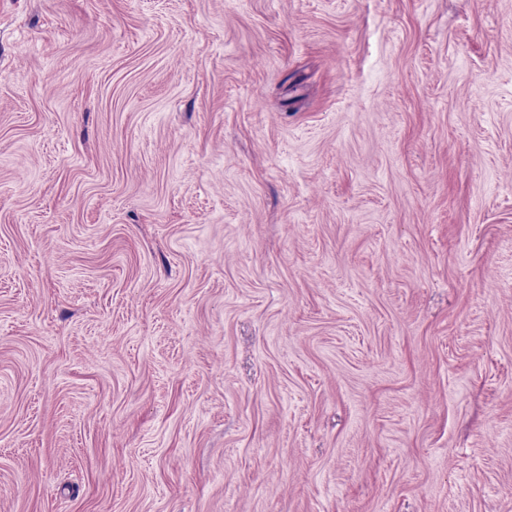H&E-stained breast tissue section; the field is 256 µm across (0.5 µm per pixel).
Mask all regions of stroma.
Listing matches in <instances>:
<instances>
[{"instance_id": "stroma-1", "label": "stroma", "mask_w": 512, "mask_h": 512, "mask_svg": "<svg viewBox=\"0 0 512 512\" xmlns=\"http://www.w3.org/2000/svg\"><path fill=\"white\" fill-rule=\"evenodd\" d=\"M0 512H512V0H0Z\"/></svg>"}]
</instances>
